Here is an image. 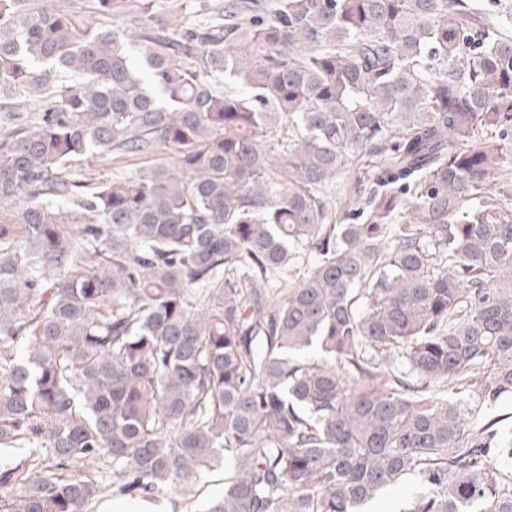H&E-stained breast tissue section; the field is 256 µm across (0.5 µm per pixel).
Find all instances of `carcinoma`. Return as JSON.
Listing matches in <instances>:
<instances>
[{"label":"carcinoma","instance_id":"cac0c4a2","mask_svg":"<svg viewBox=\"0 0 512 512\" xmlns=\"http://www.w3.org/2000/svg\"><path fill=\"white\" fill-rule=\"evenodd\" d=\"M132 14L0 0L8 512L156 501L223 464L205 512H361L409 475L405 512H512V448L466 399L512 395V209L480 195L512 153V39L470 0ZM157 151L174 170L71 169ZM103 460L107 485L61 474ZM93 1L94 0H60V2H57L56 5L61 4V6L72 9L73 11L82 14L84 20H88L94 24L100 22L110 25L111 27L112 25H121L123 19L113 17L105 18L94 12V10L91 8Z\"/></svg>","mask_w":512,"mask_h":512}]
</instances>
